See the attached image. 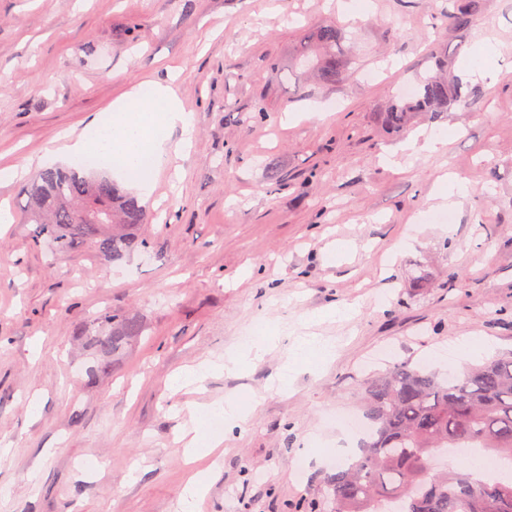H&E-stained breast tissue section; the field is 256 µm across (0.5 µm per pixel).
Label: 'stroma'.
<instances>
[{"label":"stroma","mask_w":512,"mask_h":512,"mask_svg":"<svg viewBox=\"0 0 512 512\" xmlns=\"http://www.w3.org/2000/svg\"><path fill=\"white\" fill-rule=\"evenodd\" d=\"M440 5L0 0V167L28 169L0 181L13 216L0 226V512H176L192 470L206 476L200 512H308L326 500L336 447L358 445L340 418L361 411L365 361L388 349L445 372L464 340L486 359L512 350V0H480L462 29ZM328 20L350 61L333 85L293 64ZM443 51L459 102L386 130L393 94ZM167 80L195 133L147 202L152 253L113 263L34 247L21 191L56 134ZM448 173L470 192L444 225L434 195ZM335 304L347 315L328 316ZM105 307L143 333L91 377L82 335ZM260 322L336 358L298 367L285 394L268 388L280 343L245 371L173 389L177 371L224 361ZM243 393L245 427L187 466L190 411Z\"/></svg>","instance_id":"35a3bbf8"}]
</instances>
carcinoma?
<instances>
[{"label":"carcinoma","mask_w":512,"mask_h":512,"mask_svg":"<svg viewBox=\"0 0 512 512\" xmlns=\"http://www.w3.org/2000/svg\"><path fill=\"white\" fill-rule=\"evenodd\" d=\"M480 0H465L453 15L470 23ZM342 33L335 25L315 28L307 51L318 77L332 84L345 70ZM460 97L442 74L421 76L410 97L396 95L383 113L385 127L406 131L419 112L439 115ZM92 162L47 168L23 187L32 242L48 240L59 252L90 248L112 261L150 242L136 234L149 223L146 206L111 179L89 173ZM140 322L105 307L89 322L85 344L94 359L90 374L141 335ZM369 428L356 455L324 478L326 512H512V481L478 477L464 466L441 472L430 459L443 448H481L512 460V352L464 372L440 377L421 366L396 362L370 375L362 387Z\"/></svg>","instance_id":"carcinoma-1"}]
</instances>
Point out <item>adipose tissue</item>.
I'll return each mask as SVG.
<instances>
[{"mask_svg": "<svg viewBox=\"0 0 512 512\" xmlns=\"http://www.w3.org/2000/svg\"><path fill=\"white\" fill-rule=\"evenodd\" d=\"M113 119L107 124L91 123L82 131H67L61 146L49 149L41 164L57 159L78 163L99 159L103 169L135 186L150 197L154 176L165 162L173 130L182 133V146H189L194 127L190 113L169 85L157 82L151 95L141 89L126 92L113 102Z\"/></svg>", "mask_w": 512, "mask_h": 512, "instance_id": "1", "label": "adipose tissue"}]
</instances>
